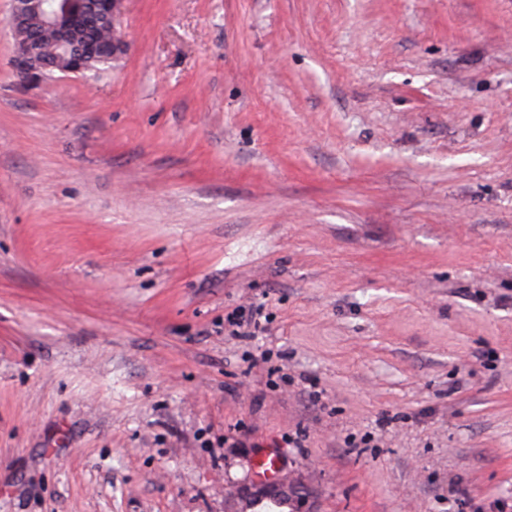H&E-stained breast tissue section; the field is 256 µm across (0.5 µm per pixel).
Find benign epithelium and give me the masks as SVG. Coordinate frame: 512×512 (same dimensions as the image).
<instances>
[{
	"instance_id": "1",
	"label": "benign epithelium",
	"mask_w": 512,
	"mask_h": 512,
	"mask_svg": "<svg viewBox=\"0 0 512 512\" xmlns=\"http://www.w3.org/2000/svg\"><path fill=\"white\" fill-rule=\"evenodd\" d=\"M46 0H12L11 13L7 26L12 36V64L17 76L26 85H39L47 78V70L52 62L41 48L42 37L33 35L27 39L16 37V31L25 27L27 15L31 8L37 7ZM122 0H99L100 10L91 16L89 26L105 29L109 39L105 42H88L83 50L72 57L70 74L79 73L90 55L110 54L117 57L126 51V44L117 28V20L121 12ZM82 19L78 0H53L48 13L47 26L53 33L54 47L69 50L71 28ZM235 499L239 508L237 512H253V509L265 502H273L287 512H317L312 491L307 483L288 473H279L273 481L244 479L237 486Z\"/></svg>"
}]
</instances>
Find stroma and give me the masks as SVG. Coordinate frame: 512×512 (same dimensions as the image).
<instances>
[{
    "mask_svg": "<svg viewBox=\"0 0 512 512\" xmlns=\"http://www.w3.org/2000/svg\"><path fill=\"white\" fill-rule=\"evenodd\" d=\"M10 10L0 512H229L272 444L319 512H512V0H123L40 86ZM100 11H95L90 19L89 26L94 29H105L109 33V39L106 42L96 41L87 42L83 50L75 53L72 57V67L69 74L79 73L89 55L111 54L112 59L126 51V44L117 28V20L121 12L122 0H97ZM112 59H97L90 63V68L86 71L88 77L96 76L100 72L112 66ZM262 318L267 322L263 305L252 306L247 315L244 311L231 312L224 317V333L227 331L230 336H254L265 329Z\"/></svg>",
    "mask_w": 512,
    "mask_h": 512,
    "instance_id": "1",
    "label": "stroma"
}]
</instances>
